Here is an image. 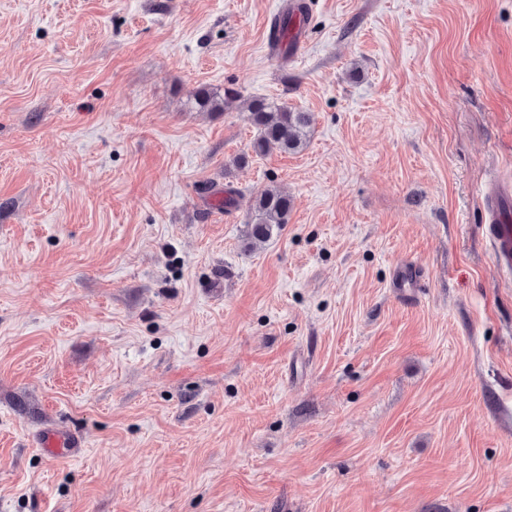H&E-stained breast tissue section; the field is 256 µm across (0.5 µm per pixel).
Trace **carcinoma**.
<instances>
[{"label":"carcinoma","mask_w":512,"mask_h":512,"mask_svg":"<svg viewBox=\"0 0 512 512\" xmlns=\"http://www.w3.org/2000/svg\"><path fill=\"white\" fill-rule=\"evenodd\" d=\"M295 20L292 14L283 13L278 18V32L271 40L272 48L283 58L292 51L289 32ZM235 96L225 92L217 96L206 88L198 90L195 102L201 112H218L233 102ZM248 122L257 130L250 144L251 152L265 156L276 150L283 153H298L306 146L308 128L312 117L308 112L281 107L273 102L252 99L244 103ZM291 199L287 193L270 186L259 191L253 200V220L247 225L244 247L250 250L269 241L288 223Z\"/></svg>","instance_id":"1"}]
</instances>
